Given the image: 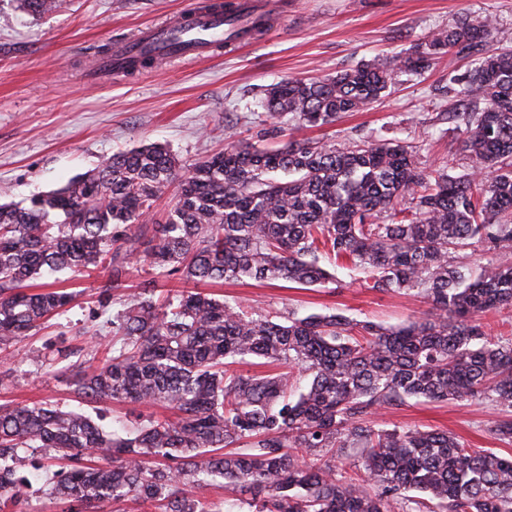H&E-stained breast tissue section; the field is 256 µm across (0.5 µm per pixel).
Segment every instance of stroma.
<instances>
[{"instance_id":"stroma-1","label":"stroma","mask_w":512,"mask_h":512,"mask_svg":"<svg viewBox=\"0 0 512 512\" xmlns=\"http://www.w3.org/2000/svg\"><path fill=\"white\" fill-rule=\"evenodd\" d=\"M197 0H60L40 18L0 0V203L50 192L99 166L121 150L160 143L192 164L219 152L226 135L279 149L293 139L323 138L346 146L361 140L416 143L429 164L467 170L460 137L439 113L453 101L443 88L465 60L446 55L419 74L401 73L360 112L341 114L323 128L291 117H269L266 91L284 78H323L377 58L395 59L430 32L461 16H492V41L512 46V0H269L271 25L246 46L225 45L210 57L171 60L98 84L87 69L98 49L134 35L148 23L171 22ZM335 282L292 288L287 282L213 284L214 298L239 300L270 314L340 312L361 321L398 326L430 316L432 306L416 290L384 293L365 288L361 273L334 267ZM107 270L42 276V283L71 292L74 303L11 346L0 363V400L19 404L57 402L78 406L50 359L62 347L81 349L112 342L111 309L99 302ZM105 427L130 425L161 414L158 406L101 401L89 407ZM487 402L409 399L383 408L375 426L446 431L474 448L506 453L512 446L488 428L505 416Z\"/></svg>"}]
</instances>
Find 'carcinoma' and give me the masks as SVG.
I'll return each instance as SVG.
<instances>
[{"instance_id":"carcinoma-1","label":"carcinoma","mask_w":512,"mask_h":512,"mask_svg":"<svg viewBox=\"0 0 512 512\" xmlns=\"http://www.w3.org/2000/svg\"><path fill=\"white\" fill-rule=\"evenodd\" d=\"M33 16L55 0H18ZM488 17L461 18L408 55L322 79L285 78L267 90L272 116L323 127L377 101L396 71L453 53L469 68L449 78L446 120L462 134L469 172L420 160L417 146L370 140L348 147L293 140L275 151L225 138L190 168L166 146L116 153L63 187L0 204V352L74 295L31 292L46 271L110 270L100 303H114L112 347L70 384L84 402L158 405L171 412L129 436L81 409L0 403V512H31L28 451L68 461L49 495L61 512H101L133 499L160 512H219L200 489L227 482L237 512H398L406 492L430 512H512V458L435 430L379 429V407L408 398L487 401L512 409V340L481 316L512 309V265L474 273L456 252H512V50L491 45ZM482 96L484 107L472 100ZM143 254L191 289L157 302L127 281ZM362 271L364 286L419 290L436 313L396 329L341 313L271 316L198 286L333 279L322 259ZM262 360L269 370L234 365ZM310 375L293 394L290 374ZM489 432L512 441V415ZM363 450L359 471L336 477V452Z\"/></svg>"}]
</instances>
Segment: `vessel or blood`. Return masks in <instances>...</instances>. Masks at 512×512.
Instances as JSON below:
<instances>
[{"label": "vessel or blood", "instance_id": "b4317fda", "mask_svg": "<svg viewBox=\"0 0 512 512\" xmlns=\"http://www.w3.org/2000/svg\"><path fill=\"white\" fill-rule=\"evenodd\" d=\"M265 19L262 0H244L241 12L232 16L204 8L186 20L147 24L133 37L113 43L111 54L94 61L91 71L96 78L108 79L127 71L130 63L144 51L163 59H202L210 56L219 41L247 42L253 29Z\"/></svg>", "mask_w": 512, "mask_h": 512}]
</instances>
